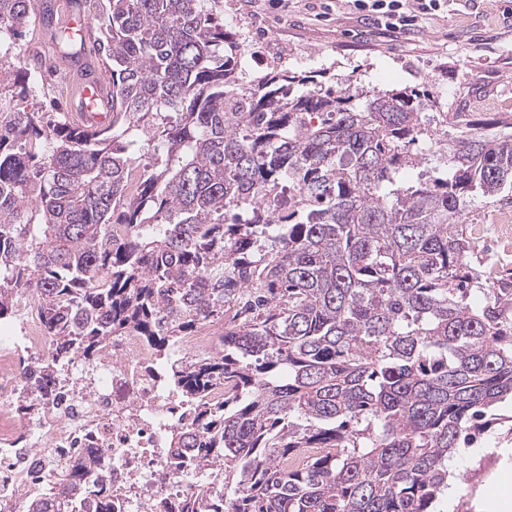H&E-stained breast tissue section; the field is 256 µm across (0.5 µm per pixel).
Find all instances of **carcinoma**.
Masks as SVG:
<instances>
[{
    "label": "carcinoma",
    "instance_id": "1",
    "mask_svg": "<svg viewBox=\"0 0 512 512\" xmlns=\"http://www.w3.org/2000/svg\"><path fill=\"white\" fill-rule=\"evenodd\" d=\"M83 4L112 84L103 128L21 105L17 40L53 12L0 0V318L33 290L49 351L84 360L129 327L166 352L224 320L213 355L172 371L202 438L174 433L171 464L224 483L183 512H438L448 458L512 396V280L486 275L465 224L472 198L512 188V121L489 136L448 113L451 168L411 182L415 93L254 87L211 0ZM52 374L30 371L25 411ZM95 482L79 468L25 510L67 512Z\"/></svg>",
    "mask_w": 512,
    "mask_h": 512
}]
</instances>
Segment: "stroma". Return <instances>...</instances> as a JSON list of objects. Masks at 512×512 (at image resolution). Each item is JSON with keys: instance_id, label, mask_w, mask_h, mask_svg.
Instances as JSON below:
<instances>
[{"instance_id": "1", "label": "stroma", "mask_w": 512, "mask_h": 512, "mask_svg": "<svg viewBox=\"0 0 512 512\" xmlns=\"http://www.w3.org/2000/svg\"><path fill=\"white\" fill-rule=\"evenodd\" d=\"M224 27L241 33L250 77L280 67L340 89L352 82L387 91L428 90L433 105L462 119L512 116V0H449L414 31L396 34L343 0H216ZM478 442L453 455L451 512H498L512 487V403Z\"/></svg>"}]
</instances>
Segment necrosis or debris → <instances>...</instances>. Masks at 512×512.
Returning a JSON list of instances; mask_svg holds the SVG:
<instances>
[{"instance_id":"obj_1","label":"necrosis or debris","mask_w":512,"mask_h":512,"mask_svg":"<svg viewBox=\"0 0 512 512\" xmlns=\"http://www.w3.org/2000/svg\"><path fill=\"white\" fill-rule=\"evenodd\" d=\"M18 303L17 322L0 331V512H24L23 494L87 463L103 486L86 496L83 512H181L208 474L169 464L173 433L190 425L171 368L215 353L213 323L198 324L165 354L133 329L110 337L93 362L65 361L63 399L30 414L22 408L27 374L50 356L39 297L24 291Z\"/></svg>"}]
</instances>
